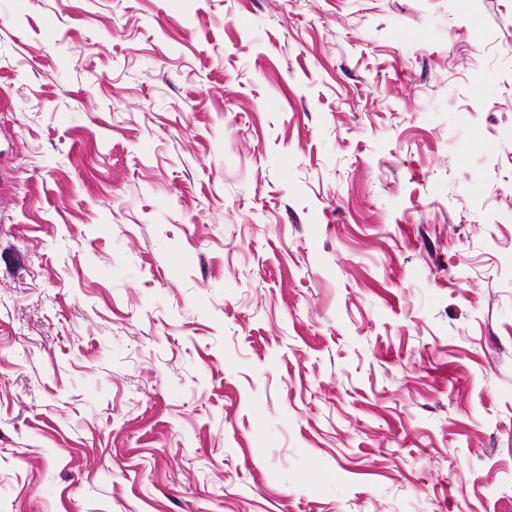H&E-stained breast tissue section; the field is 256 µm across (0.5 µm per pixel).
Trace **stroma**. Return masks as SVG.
<instances>
[{
    "instance_id": "stroma-1",
    "label": "stroma",
    "mask_w": 512,
    "mask_h": 512,
    "mask_svg": "<svg viewBox=\"0 0 512 512\" xmlns=\"http://www.w3.org/2000/svg\"><path fill=\"white\" fill-rule=\"evenodd\" d=\"M0 512H512V0H0Z\"/></svg>"
}]
</instances>
